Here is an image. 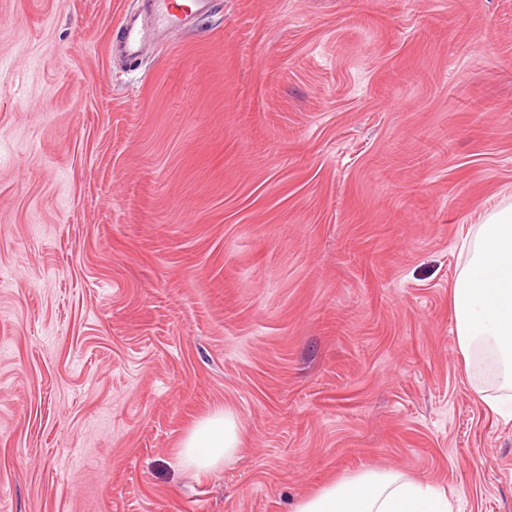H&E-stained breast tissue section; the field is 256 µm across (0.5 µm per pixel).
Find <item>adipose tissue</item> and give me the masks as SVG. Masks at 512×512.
Returning <instances> with one entry per match:
<instances>
[{"label": "adipose tissue", "instance_id": "ef3b65f1", "mask_svg": "<svg viewBox=\"0 0 512 512\" xmlns=\"http://www.w3.org/2000/svg\"><path fill=\"white\" fill-rule=\"evenodd\" d=\"M451 294L452 320L467 375L476 364L495 371L496 393L476 394L492 413L512 420V206L492 214L468 235ZM240 445L231 414L201 420L181 445L182 464L209 472ZM296 512H452L447 490L377 469L324 486Z\"/></svg>", "mask_w": 512, "mask_h": 512}]
</instances>
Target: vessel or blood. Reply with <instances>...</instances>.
Here are the masks:
<instances>
[{"label": "vessel or blood", "instance_id": "vessel-or-blood-1", "mask_svg": "<svg viewBox=\"0 0 512 512\" xmlns=\"http://www.w3.org/2000/svg\"><path fill=\"white\" fill-rule=\"evenodd\" d=\"M212 3L213 0H145L140 11L123 20L121 51L128 57H139L158 29L203 16L209 13Z\"/></svg>", "mask_w": 512, "mask_h": 512}]
</instances>
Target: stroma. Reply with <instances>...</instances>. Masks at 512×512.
<instances>
[{
    "instance_id": "35a3bbf8",
    "label": "stroma",
    "mask_w": 512,
    "mask_h": 512,
    "mask_svg": "<svg viewBox=\"0 0 512 512\" xmlns=\"http://www.w3.org/2000/svg\"><path fill=\"white\" fill-rule=\"evenodd\" d=\"M0 0V512H294L373 467L512 512L463 240L512 205V0ZM240 452L182 466L201 419ZM146 1L140 11L126 15L123 20L124 35L120 49L131 58L141 55L158 29L201 17L209 13L213 3V0H190L187 3L181 0Z\"/></svg>"
}]
</instances>
